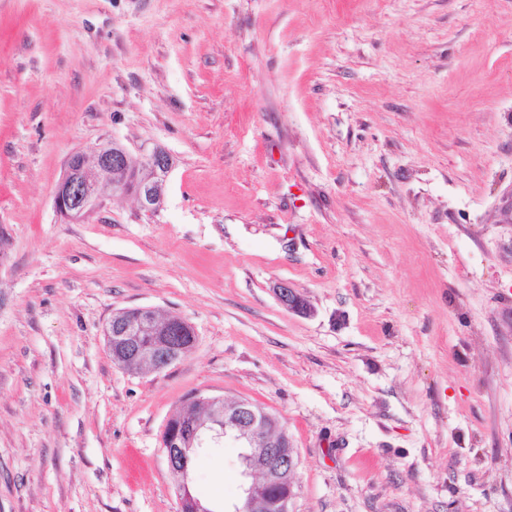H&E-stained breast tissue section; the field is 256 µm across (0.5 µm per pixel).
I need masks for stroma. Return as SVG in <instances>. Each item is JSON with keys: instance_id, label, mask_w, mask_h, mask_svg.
<instances>
[{"instance_id": "35a3bbf8", "label": "stroma", "mask_w": 512, "mask_h": 512, "mask_svg": "<svg viewBox=\"0 0 512 512\" xmlns=\"http://www.w3.org/2000/svg\"><path fill=\"white\" fill-rule=\"evenodd\" d=\"M112 142L164 208L63 220ZM141 307L194 332L160 371L107 348ZM196 394L279 418L290 512H512V0H0V512H179ZM172 166L171 157L158 147L137 157L114 142L97 147L91 156L76 152L55 189V209L65 219L79 222L102 209L112 196L130 195L146 212H157L164 206ZM279 302L289 311L310 315L312 310L306 300L294 289L287 284H280L275 290Z\"/></svg>"}]
</instances>
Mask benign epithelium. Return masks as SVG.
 I'll return each mask as SVG.
<instances>
[{
	"label": "benign epithelium",
	"instance_id": "obj_1",
	"mask_svg": "<svg viewBox=\"0 0 512 512\" xmlns=\"http://www.w3.org/2000/svg\"><path fill=\"white\" fill-rule=\"evenodd\" d=\"M172 166L171 157L158 147L137 157L117 143L99 146L90 156L76 152L55 189V209L65 219L79 222L102 209L108 199L130 195L143 210L157 212L164 206ZM275 293L289 311L311 314L306 300L289 285L280 284ZM186 327L182 320L160 322L154 310L142 308L134 318L111 319L105 336L117 365L132 372L144 365L161 370L188 352L187 346L172 344L174 332ZM227 437L246 448L242 497L231 512H289L295 451L286 429L265 408L248 400L192 397L167 421L161 442L169 468L183 473L191 453L216 447Z\"/></svg>",
	"mask_w": 512,
	"mask_h": 512
}]
</instances>
